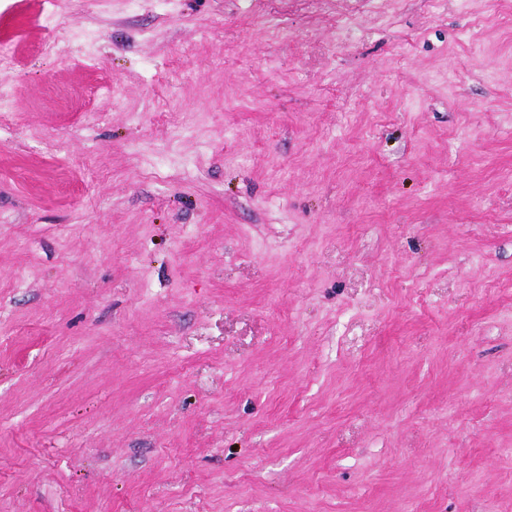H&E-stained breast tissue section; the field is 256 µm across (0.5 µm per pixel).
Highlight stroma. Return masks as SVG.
Segmentation results:
<instances>
[{"mask_svg": "<svg viewBox=\"0 0 512 512\" xmlns=\"http://www.w3.org/2000/svg\"><path fill=\"white\" fill-rule=\"evenodd\" d=\"M0 512H512V0H0Z\"/></svg>", "mask_w": 512, "mask_h": 512, "instance_id": "35a3bbf8", "label": "stroma"}]
</instances>
